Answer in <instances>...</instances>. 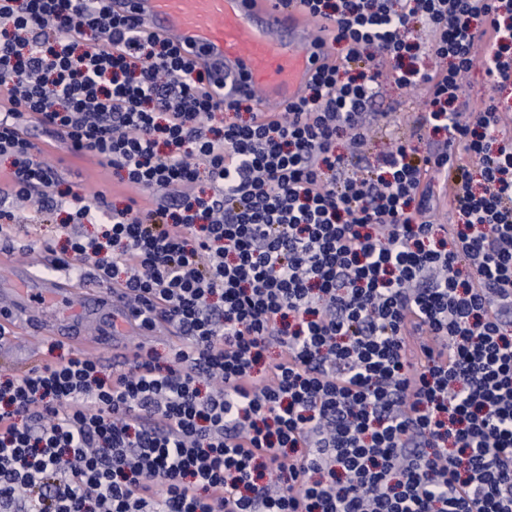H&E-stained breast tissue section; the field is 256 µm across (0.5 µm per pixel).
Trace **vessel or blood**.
<instances>
[{"label":"vessel or blood","instance_id":"b4317fda","mask_svg":"<svg viewBox=\"0 0 512 512\" xmlns=\"http://www.w3.org/2000/svg\"><path fill=\"white\" fill-rule=\"evenodd\" d=\"M130 7L144 25L208 64L225 100L247 95L261 112L297 101L323 62L311 21L277 0H131ZM66 295L60 281L28 274L23 288L0 292V318L30 315L36 300Z\"/></svg>","mask_w":512,"mask_h":512}]
</instances>
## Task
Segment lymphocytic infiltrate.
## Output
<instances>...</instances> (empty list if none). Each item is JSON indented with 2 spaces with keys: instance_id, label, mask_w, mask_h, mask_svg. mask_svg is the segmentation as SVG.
I'll return each mask as SVG.
<instances>
[{
  "instance_id": "obj_1",
  "label": "lymphocytic infiltrate",
  "mask_w": 512,
  "mask_h": 512,
  "mask_svg": "<svg viewBox=\"0 0 512 512\" xmlns=\"http://www.w3.org/2000/svg\"><path fill=\"white\" fill-rule=\"evenodd\" d=\"M282 4L343 57L264 114L122 0H0V245L67 211L54 268L180 335L1 371L0 512H512V0ZM384 75L424 110L357 165ZM38 127L150 207L57 191Z\"/></svg>"
}]
</instances>
